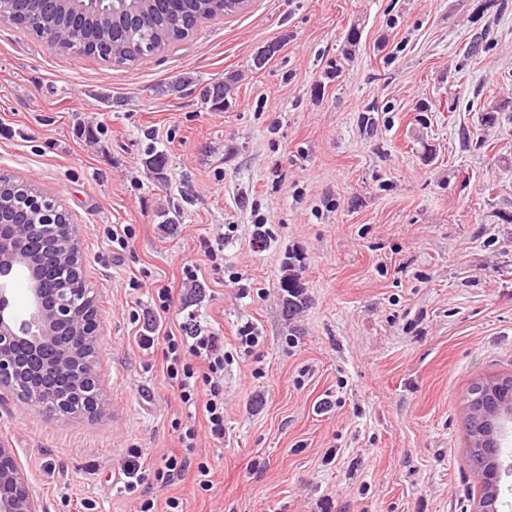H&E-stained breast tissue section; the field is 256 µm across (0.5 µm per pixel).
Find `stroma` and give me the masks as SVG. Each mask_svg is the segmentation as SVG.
Returning <instances> with one entry per match:
<instances>
[{
	"label": "stroma",
	"mask_w": 512,
	"mask_h": 512,
	"mask_svg": "<svg viewBox=\"0 0 512 512\" xmlns=\"http://www.w3.org/2000/svg\"><path fill=\"white\" fill-rule=\"evenodd\" d=\"M485 29L493 49L464 59ZM219 86L216 112L203 92ZM91 120L97 145L77 136ZM1 169L81 225L103 324L108 413L0 408V439L46 512H137L123 449L174 451L187 415L160 353L135 342L150 299L133 280L181 287L189 260L198 311L224 333V444H199L211 490L156 488L157 508L173 496L184 512H321L327 498L334 512H474L466 395L512 375V10L251 0L130 68L0 22ZM219 233L215 269L202 243ZM293 272L307 303L290 316ZM248 322L261 339L246 355Z\"/></svg>",
	"instance_id": "35a3bbf8"
}]
</instances>
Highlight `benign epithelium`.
Masks as SVG:
<instances>
[{
	"instance_id": "benign-epithelium-1",
	"label": "benign epithelium",
	"mask_w": 512,
	"mask_h": 512,
	"mask_svg": "<svg viewBox=\"0 0 512 512\" xmlns=\"http://www.w3.org/2000/svg\"><path fill=\"white\" fill-rule=\"evenodd\" d=\"M92 0H0V22L35 26L44 43L61 49L58 28L51 17L63 15L70 43L78 44L88 21L86 3ZM122 5L112 10L114 32L122 33L127 16L138 24L150 10H172L170 0H115ZM249 0H206L205 12L224 16L246 9ZM39 231L36 224L0 225V403L19 401L45 415H96L109 403L98 391L96 364L100 354L101 323L97 294L87 285L81 233L77 224H63L57 230L53 261L67 270L66 277L46 287L42 267L46 259L30 250L25 239ZM24 273L28 280L29 307L18 315L11 310V284ZM52 377L67 385V395H49L33 380ZM468 418L478 429L475 447L499 458L502 425L512 419V385L502 377L484 383L467 402ZM500 470L487 473L488 497L478 502L475 512H497ZM0 512H43L40 499L17 459L15 449L0 441Z\"/></svg>"
}]
</instances>
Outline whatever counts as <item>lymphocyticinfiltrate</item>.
<instances>
[{"label":"lymphocytic infiltrate","mask_w":512,"mask_h":512,"mask_svg":"<svg viewBox=\"0 0 512 512\" xmlns=\"http://www.w3.org/2000/svg\"><path fill=\"white\" fill-rule=\"evenodd\" d=\"M199 267L187 264L182 268V283L191 289L182 304L187 313L177 330H161V313L169 311L174 301V290L157 287L139 280L137 288L147 289L152 305L144 309L142 331L136 341L140 348L160 349L162 370L171 387L176 388L180 403L188 410L201 411L203 426L189 423L180 427L179 449L162 455L159 461L147 463L138 449H128L124 459V487L128 493L140 494L138 512H154L155 501L148 492L167 487L192 477L202 490L212 488V467L208 459L196 451L200 437L216 444L224 442V337L218 329L202 324L193 308L200 295L196 287Z\"/></svg>","instance_id":"obj_1"}]
</instances>
